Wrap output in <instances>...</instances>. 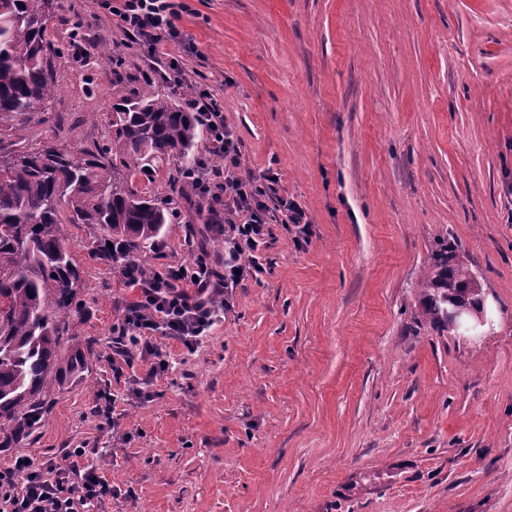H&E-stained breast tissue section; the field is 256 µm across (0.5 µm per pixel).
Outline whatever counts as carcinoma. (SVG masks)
Wrapping results in <instances>:
<instances>
[{"label": "carcinoma", "mask_w": 512, "mask_h": 512, "mask_svg": "<svg viewBox=\"0 0 512 512\" xmlns=\"http://www.w3.org/2000/svg\"><path fill=\"white\" fill-rule=\"evenodd\" d=\"M52 19V0H0V448L28 438L56 392L84 379L86 355L72 322L82 281L67 249L68 225L100 229L90 254L119 270L142 263L182 202L208 207L180 178L198 160L203 135L177 101L191 86L163 93L148 81L128 89L118 78L110 146L25 143L28 124L59 120L53 101L61 50L48 39ZM167 163L175 170L158 190L139 186L143 178L156 183ZM415 288L422 316L443 330L451 305L482 307L478 276L448 239L436 243Z\"/></svg>", "instance_id": "carcinoma-1"}]
</instances>
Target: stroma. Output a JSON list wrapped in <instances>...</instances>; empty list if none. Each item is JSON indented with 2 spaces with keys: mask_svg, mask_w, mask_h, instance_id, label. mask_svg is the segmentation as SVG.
Here are the masks:
<instances>
[{
  "mask_svg": "<svg viewBox=\"0 0 512 512\" xmlns=\"http://www.w3.org/2000/svg\"><path fill=\"white\" fill-rule=\"evenodd\" d=\"M100 2L54 0L60 122L29 125L30 143L110 141L112 80L145 60ZM185 2L162 50L223 99L241 173L278 176L272 272L195 351L156 338L169 368L146 401L108 361L137 291L69 227L89 371L0 466L91 448L119 491L103 512H512V0ZM285 199L309 233L284 223ZM443 238L478 275L491 334L422 318L415 283ZM189 239L223 260L185 203L144 264L193 262ZM102 389L118 397L110 437L91 414Z\"/></svg>",
  "mask_w": 512,
  "mask_h": 512,
  "instance_id": "obj_1",
  "label": "stroma"
}]
</instances>
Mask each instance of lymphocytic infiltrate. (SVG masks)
<instances>
[{"instance_id": "obj_1", "label": "lymphocytic infiltrate", "mask_w": 512, "mask_h": 512, "mask_svg": "<svg viewBox=\"0 0 512 512\" xmlns=\"http://www.w3.org/2000/svg\"><path fill=\"white\" fill-rule=\"evenodd\" d=\"M123 36L146 50L145 78L175 81L180 67H163L158 46L178 38L176 25L184 6L179 0H106ZM189 106L209 131L207 157L187 177L208 201L206 222L224 238V260L211 264L205 254L186 264L169 261L163 270L146 272L135 262L124 264L121 274L138 292L112 328L110 363L114 377L124 376L135 361L149 362V377L167 370L154 344L162 336L194 350L211 328L223 320L234 293L244 281L268 274L259 252L267 247L265 190L253 179L241 177L240 151L224 125V105L210 89H198ZM89 451L68 449L63 462L42 465L16 457L0 467V512H94L116 491L95 470L84 467Z\"/></svg>"}]
</instances>
